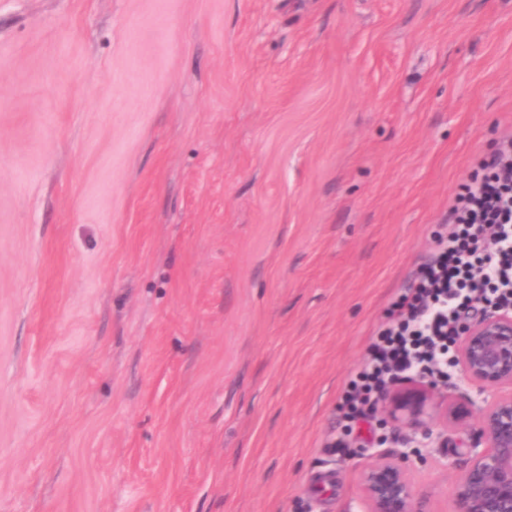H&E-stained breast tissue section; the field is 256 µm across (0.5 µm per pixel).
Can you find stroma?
<instances>
[{
    "instance_id": "stroma-1",
    "label": "stroma",
    "mask_w": 512,
    "mask_h": 512,
    "mask_svg": "<svg viewBox=\"0 0 512 512\" xmlns=\"http://www.w3.org/2000/svg\"><path fill=\"white\" fill-rule=\"evenodd\" d=\"M510 134L512 0H0V512H358L344 388Z\"/></svg>"
}]
</instances>
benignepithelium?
Masks as SVG:
<instances>
[{"label": "benign epithelium", "mask_w": 512, "mask_h": 512, "mask_svg": "<svg viewBox=\"0 0 512 512\" xmlns=\"http://www.w3.org/2000/svg\"><path fill=\"white\" fill-rule=\"evenodd\" d=\"M453 366L463 401L426 373L398 378L380 397V422L405 429L403 447L378 450L359 473L360 512H433L410 471L422 448L448 447V426L478 422L470 466L456 476L454 512H512V307L492 306L462 322Z\"/></svg>", "instance_id": "7a95c632"}]
</instances>
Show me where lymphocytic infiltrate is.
<instances>
[{"instance_id":"f902f5d3","label":"lymphocytic infiltrate","mask_w":512,"mask_h":512,"mask_svg":"<svg viewBox=\"0 0 512 512\" xmlns=\"http://www.w3.org/2000/svg\"><path fill=\"white\" fill-rule=\"evenodd\" d=\"M512 304V136L480 160L448 206V220L408 288L378 328L343 396L347 418L366 416L392 377L435 366L456 325L484 305Z\"/></svg>"}]
</instances>
